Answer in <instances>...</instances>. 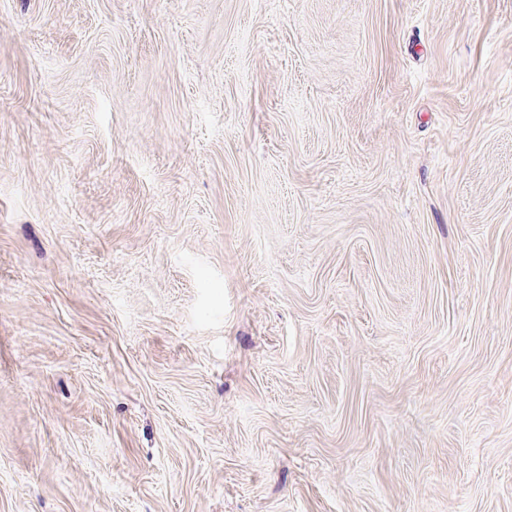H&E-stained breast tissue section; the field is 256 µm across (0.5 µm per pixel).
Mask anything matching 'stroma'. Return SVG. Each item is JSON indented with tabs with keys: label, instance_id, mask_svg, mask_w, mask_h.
Segmentation results:
<instances>
[{
	"label": "stroma",
	"instance_id": "stroma-1",
	"mask_svg": "<svg viewBox=\"0 0 512 512\" xmlns=\"http://www.w3.org/2000/svg\"><path fill=\"white\" fill-rule=\"evenodd\" d=\"M0 512H512V0H0Z\"/></svg>",
	"mask_w": 512,
	"mask_h": 512
}]
</instances>
